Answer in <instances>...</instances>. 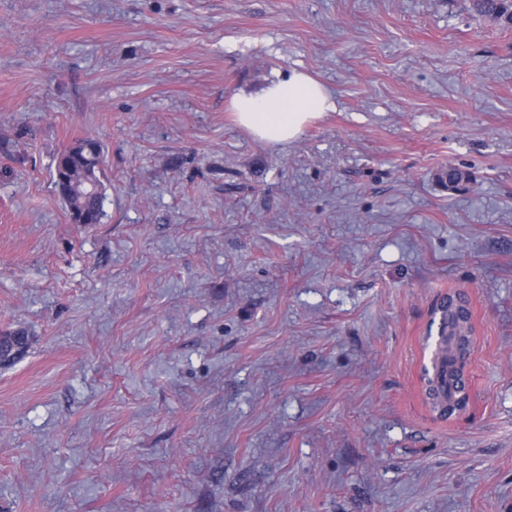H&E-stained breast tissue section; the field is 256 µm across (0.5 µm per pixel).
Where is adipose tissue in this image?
Wrapping results in <instances>:
<instances>
[{
	"label": "adipose tissue",
	"mask_w": 512,
	"mask_h": 512,
	"mask_svg": "<svg viewBox=\"0 0 512 512\" xmlns=\"http://www.w3.org/2000/svg\"><path fill=\"white\" fill-rule=\"evenodd\" d=\"M237 124L267 144H287L304 128L335 111L331 92L309 73L293 69L270 81L259 93L240 92L230 102Z\"/></svg>",
	"instance_id": "adipose-tissue-1"
}]
</instances>
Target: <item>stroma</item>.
Returning <instances> with one entry per match:
<instances>
[{"label":"stroma","instance_id":"stroma-1","mask_svg":"<svg viewBox=\"0 0 512 512\" xmlns=\"http://www.w3.org/2000/svg\"><path fill=\"white\" fill-rule=\"evenodd\" d=\"M295 68L335 111L257 141L231 97ZM90 136L85 225L51 172ZM449 293L475 332L442 419ZM13 331L0 512H512V29L469 0H0Z\"/></svg>","mask_w":512,"mask_h":512}]
</instances>
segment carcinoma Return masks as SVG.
Returning <instances> with one entry per match:
<instances>
[{
    "label": "carcinoma",
    "instance_id": "1",
    "mask_svg": "<svg viewBox=\"0 0 512 512\" xmlns=\"http://www.w3.org/2000/svg\"><path fill=\"white\" fill-rule=\"evenodd\" d=\"M470 3L475 14L512 27V0H470ZM103 156V146L87 138L64 149L56 158L54 185L76 222L85 214L93 216L92 223L101 222L103 194L99 173ZM440 329L448 344L445 354L448 392H443L435 376L427 371L426 398L440 417L450 418L466 409L469 403V395L460 385L461 370L457 366L460 345L466 344L468 353L472 350L474 327L468 299H463V305L458 308H450L442 314Z\"/></svg>",
    "mask_w": 512,
    "mask_h": 512
}]
</instances>
